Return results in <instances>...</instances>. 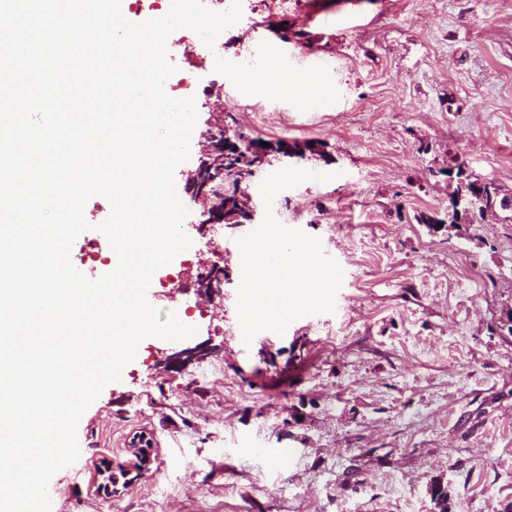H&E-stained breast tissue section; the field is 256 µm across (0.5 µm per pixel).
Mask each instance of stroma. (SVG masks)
I'll return each mask as SVG.
<instances>
[{
    "mask_svg": "<svg viewBox=\"0 0 512 512\" xmlns=\"http://www.w3.org/2000/svg\"><path fill=\"white\" fill-rule=\"evenodd\" d=\"M241 10L216 40L226 63L273 45L278 73L304 74L315 90L210 74L205 46L178 62L204 88L190 158L175 170L192 244L155 272L147 299L198 332L141 341L80 418L79 457L49 483L53 512H438L437 485L448 512H512V223L418 221L446 217L443 170L457 160L512 195V0H243ZM281 20L302 40L273 33ZM221 121L321 142L323 156L301 167L332 176L269 208L260 184L282 162L243 183L257 218L273 210L343 270L334 313L248 344L236 240L251 227L198 234L201 206L184 189L203 133ZM110 214L106 197L86 202L90 228L72 253L110 250L99 229ZM217 259L228 278L214 296L159 285ZM201 363L210 376L190 383ZM140 434L150 461L102 496L101 470L128 467Z\"/></svg>",
    "mask_w": 512,
    "mask_h": 512,
    "instance_id": "1",
    "label": "stroma"
}]
</instances>
